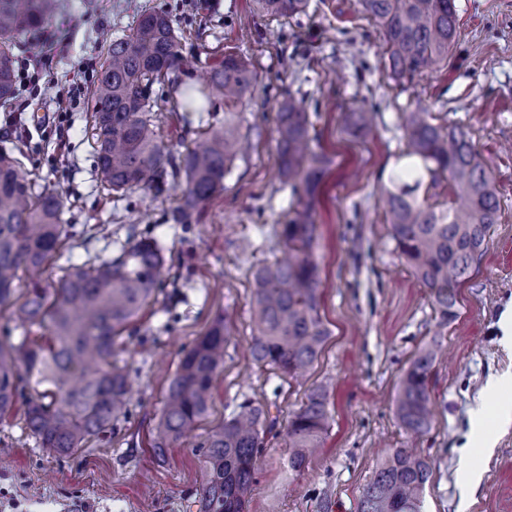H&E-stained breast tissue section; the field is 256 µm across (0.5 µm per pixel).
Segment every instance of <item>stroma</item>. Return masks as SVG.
Segmentation results:
<instances>
[{"label": "stroma", "instance_id": "obj_1", "mask_svg": "<svg viewBox=\"0 0 512 512\" xmlns=\"http://www.w3.org/2000/svg\"><path fill=\"white\" fill-rule=\"evenodd\" d=\"M455 4L462 38L447 66L402 80L393 78L382 35L357 0H309L306 14L282 22L254 15L252 0H212L202 8L194 0H61L49 25L25 34L18 63L31 83L10 108L0 107V148L22 161L36 190L63 193L69 238L49 279L68 263L114 252L130 224L151 228L176 267L164 270L156 302L116 348V360L131 371L133 395L111 440L47 457L19 415L0 420V447L9 449L0 456V512H196L199 446L248 399L268 408L270 424L249 512H357L386 454L408 445L432 469L421 512H512V423L494 446L467 440L472 413L498 425L497 404L483 395L489 377H505L502 393L512 398V345L503 344L500 328L512 312V0ZM162 8L171 10L197 74L233 52L258 75L238 108L248 149L204 220L187 230L162 221L181 184L162 202L140 190L115 199L96 177L92 150V90L104 44L123 36L141 12ZM75 83L76 103L58 120L55 100ZM288 94L303 101L313 146L331 160L314 214L320 315L329 336L313 368L290 383L258 367L250 353L252 273L283 258L275 228L293 205L276 178V113ZM348 107L373 110L370 135L340 123ZM417 109L467 131L499 202V222L457 289L452 321L395 251L377 189L402 148L400 115ZM153 111L159 142L174 153L182 151L186 130L201 134L224 119L193 111L186 126L164 100ZM97 224L106 232L86 238L85 229ZM222 312L231 333L208 412L157 458L153 432L167 386L184 352ZM433 344L434 416L429 432L413 441L398 421L395 396L412 360ZM319 387L327 392L329 427L319 454L295 475L286 426Z\"/></svg>", "mask_w": 512, "mask_h": 512}]
</instances>
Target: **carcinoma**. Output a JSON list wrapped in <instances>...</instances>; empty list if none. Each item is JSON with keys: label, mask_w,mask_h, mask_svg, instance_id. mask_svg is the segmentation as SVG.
Instances as JSON below:
<instances>
[{"label": "carcinoma", "mask_w": 512, "mask_h": 512, "mask_svg": "<svg viewBox=\"0 0 512 512\" xmlns=\"http://www.w3.org/2000/svg\"><path fill=\"white\" fill-rule=\"evenodd\" d=\"M383 35L385 54L397 79L448 64L461 37L454 0H359ZM262 17L293 18L309 0H252ZM57 0H0V106L16 92L21 36L38 27ZM192 60L183 54L171 16H140L123 37L110 40L93 89L92 129L99 182L119 198L142 190L153 200L184 180L181 197L164 211L168 223L197 224L240 152L235 118L243 94L257 80L252 64L228 53L206 84L181 81ZM181 88L185 105L198 100L224 109V126L210 130L174 154L160 147L151 103L158 89ZM279 177L295 199L279 238L288 258L256 268L252 319L257 335L253 359L297 380L313 367L329 336L319 313L313 208L330 164L315 151L312 122L302 102L279 103ZM430 112L401 114L404 147L380 192L386 224L399 255L430 290L441 316L457 317V286L481 254L498 221L496 191L486 165L458 126L432 123ZM357 132L371 129L368 112H346ZM62 193L34 190L21 161L0 150V308L12 307L24 336L0 339V417L21 410L36 447L50 456L78 451L91 440L112 436L129 412L131 377L118 365L115 344L157 298L164 249L149 231L130 224L119 251L61 268L53 287L45 273L66 237ZM25 282L15 304L17 282ZM226 317L213 319L183 356L155 426V453L189 436L206 414L213 382L224 368ZM432 348L413 360L401 379L397 417L413 436L431 425L429 372ZM268 412L246 401L234 417L210 432L202 448L204 479L195 490L197 512H247L255 489L256 461L264 448ZM327 396L316 389L292 413L286 428L288 470L299 473L322 447ZM428 461L412 448H397L363 489L358 512H421L430 479Z\"/></svg>", "instance_id": "1"}]
</instances>
